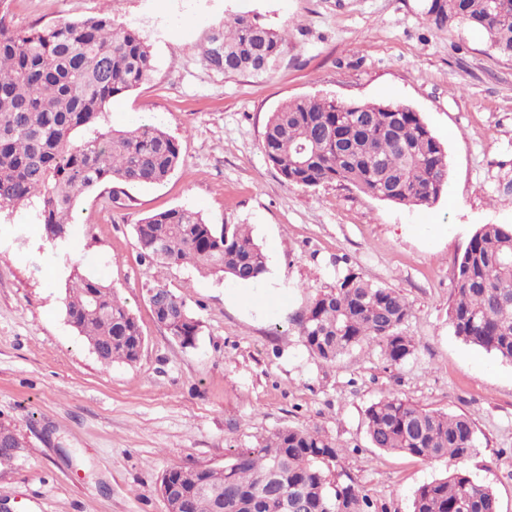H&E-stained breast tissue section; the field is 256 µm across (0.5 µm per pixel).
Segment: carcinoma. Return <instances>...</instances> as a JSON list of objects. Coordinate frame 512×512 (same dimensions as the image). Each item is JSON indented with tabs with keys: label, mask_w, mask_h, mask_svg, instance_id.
<instances>
[{
	"label": "carcinoma",
	"mask_w": 512,
	"mask_h": 512,
	"mask_svg": "<svg viewBox=\"0 0 512 512\" xmlns=\"http://www.w3.org/2000/svg\"><path fill=\"white\" fill-rule=\"evenodd\" d=\"M0 209H35L47 237H65L77 199L110 186L121 201L126 186L163 182L179 166L178 141L162 128L141 124L105 129L101 115L112 99L144 83L153 71L150 46L132 28L114 26L103 12L75 22L19 30L0 0ZM429 27L466 24L492 48L512 58V0H442L425 12ZM286 41L279 31L247 15L224 21L219 44L207 49L210 66L226 76L268 74ZM261 149L289 186L348 184L374 197L425 209L444 193V145L418 112L403 103L338 102L299 97L272 112ZM141 255L164 265L191 264L200 272L240 283L260 279L267 257L246 225L208 223L184 207L135 225ZM167 295L153 310L171 336L195 345L200 324L185 301L161 284L146 292ZM409 306L399 292L351 270L312 298L297 319L305 347L324 363L365 342H377L398 364L415 348L402 331ZM65 314L99 362L131 365L144 338L135 315L112 288L76 275ZM448 323L465 343L512 362V225L485 224L456 260V288ZM372 447L447 463L468 457L477 443L470 419L385 396L364 411ZM342 450L317 432L286 428L264 444L224 463V481L206 471L170 467L164 477L180 486L166 498L168 512H278L266 491L276 483L304 504L303 512H369L356 481L337 469ZM412 512H500L496 491L455 469L421 485Z\"/></svg>",
	"instance_id": "obj_1"
}]
</instances>
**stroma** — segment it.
<instances>
[{"label":"stroma","instance_id":"stroma-1","mask_svg":"<svg viewBox=\"0 0 512 512\" xmlns=\"http://www.w3.org/2000/svg\"><path fill=\"white\" fill-rule=\"evenodd\" d=\"M430 0H11L15 27L80 21L111 10L138 30L153 72L113 98L101 121L150 123L178 140L183 163L163 183L83 194L61 246L35 212L0 213V422L25 445L0 470L11 512H168L159 488L172 466L212 468L284 428L319 431L374 512H412L416 489L449 465L371 447L365 409L394 393L466 415L474 452L457 467L492 486L512 512V363L464 343L448 325L455 261L485 224H512V59L461 24L425 21ZM246 14L284 32L269 74L234 77L204 50L224 17ZM397 102L420 112L448 153V186L416 210L351 186L291 187L261 150L288 100ZM189 207L211 224L249 225L268 272L241 285L184 264L144 261L134 226ZM101 279L137 317V362L103 368L66 320L73 269ZM354 270L399 291L411 356L388 363L369 342L323 364L297 315L336 275ZM184 298L201 325L183 347L153 316L150 283Z\"/></svg>","mask_w":512,"mask_h":512}]
</instances>
